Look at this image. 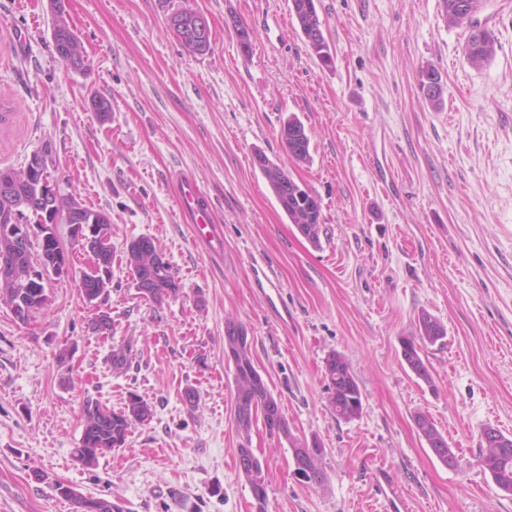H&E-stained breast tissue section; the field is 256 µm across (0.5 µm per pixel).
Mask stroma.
Returning <instances> with one entry per match:
<instances>
[{
	"mask_svg": "<svg viewBox=\"0 0 512 512\" xmlns=\"http://www.w3.org/2000/svg\"><path fill=\"white\" fill-rule=\"evenodd\" d=\"M83 69L60 61L51 0H0V167L49 149L61 195L112 217V331L93 332L68 275L29 325L0 304V512H74L57 484L125 512H255L238 473L235 384L224 324L242 323L254 365L290 438L263 420L249 448L265 465L267 512H512L481 466L482 431L512 438V0H482L448 26L441 0H316L334 64L304 43L291 0H65ZM179 10L208 20L211 49L184 52ZM252 32L243 52L235 26ZM492 59L464 57L473 27ZM444 95L432 107L421 69ZM112 105L99 119L92 96ZM297 115L312 160L295 165L280 128ZM264 152L321 202L319 245L290 224L254 163ZM180 169L196 177L224 233L210 257L179 214ZM158 240L178 299L141 298L130 240ZM445 326L425 346L430 382L401 354L421 312ZM126 347L130 365L112 368ZM345 356L363 393L336 417L325 360ZM195 392L187 403L186 391ZM152 406L124 447L86 467L73 456L82 409L129 394ZM426 414L452 448L443 465L415 424ZM319 441L324 484L296 479L292 449ZM389 473L391 491L378 485Z\"/></svg>",
	"mask_w": 512,
	"mask_h": 512,
	"instance_id": "35a3bbf8",
	"label": "stroma"
}]
</instances>
